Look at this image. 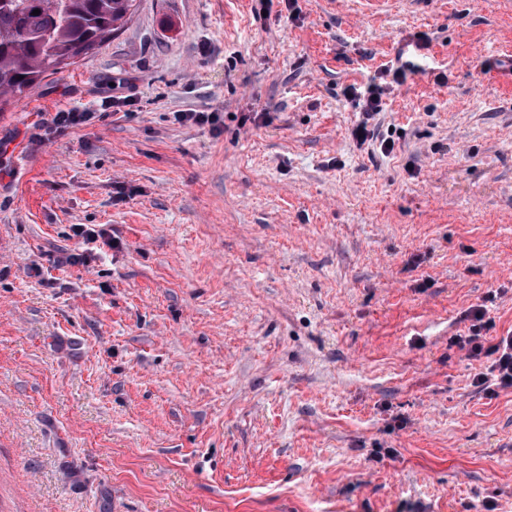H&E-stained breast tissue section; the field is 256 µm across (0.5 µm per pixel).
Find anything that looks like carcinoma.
Masks as SVG:
<instances>
[{
    "label": "carcinoma",
    "mask_w": 512,
    "mask_h": 512,
    "mask_svg": "<svg viewBox=\"0 0 512 512\" xmlns=\"http://www.w3.org/2000/svg\"><path fill=\"white\" fill-rule=\"evenodd\" d=\"M134 5L135 0H0V112L46 73L101 46Z\"/></svg>",
    "instance_id": "carcinoma-1"
}]
</instances>
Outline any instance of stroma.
I'll list each match as a JSON object with an SVG mask.
<instances>
[{
    "instance_id": "stroma-1",
    "label": "stroma",
    "mask_w": 512,
    "mask_h": 512,
    "mask_svg": "<svg viewBox=\"0 0 512 512\" xmlns=\"http://www.w3.org/2000/svg\"><path fill=\"white\" fill-rule=\"evenodd\" d=\"M511 60L506 0H136L12 99L0 512H512V388L448 346L512 330ZM350 92L358 100L360 112H363V118L354 130V136L360 144H363L368 136H371V130L368 129L369 121L381 110L380 101L383 90L379 84L371 82L361 91H358L356 87H351Z\"/></svg>"
}]
</instances>
